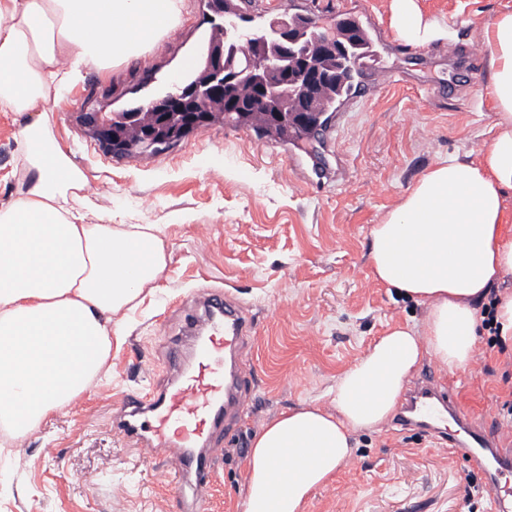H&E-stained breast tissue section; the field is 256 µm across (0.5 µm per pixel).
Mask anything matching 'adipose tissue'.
<instances>
[{
	"instance_id": "obj_1",
	"label": "adipose tissue",
	"mask_w": 512,
	"mask_h": 512,
	"mask_svg": "<svg viewBox=\"0 0 512 512\" xmlns=\"http://www.w3.org/2000/svg\"><path fill=\"white\" fill-rule=\"evenodd\" d=\"M181 20L179 0H0V111L29 114L16 131L24 177L0 206V426L30 436L69 408L104 368L122 311L166 267L149 224L88 221L83 174L48 125L53 94L83 66L138 57ZM390 25L417 46L438 36L416 0H392ZM474 36L488 53L495 134L476 159L439 158L370 230L375 281L425 309L387 329L337 378L329 407L271 420L247 458L242 512H305L350 459L354 433L380 429L425 359L466 369L477 354L478 304L496 297L512 342V6Z\"/></svg>"
}]
</instances>
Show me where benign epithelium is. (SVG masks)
Wrapping results in <instances>:
<instances>
[{"label": "benign epithelium", "instance_id": "1", "mask_svg": "<svg viewBox=\"0 0 512 512\" xmlns=\"http://www.w3.org/2000/svg\"><path fill=\"white\" fill-rule=\"evenodd\" d=\"M306 22L312 29L313 46L300 44L297 22L286 16L273 19L265 32L255 34L258 64L250 56L239 60V34L211 39L202 50L203 78L189 83L186 76H178L180 93L172 98H156L149 111L166 112L187 102H217L228 112L239 111L241 101L230 93V87L244 80L254 90V104H281L298 113L297 121H305L328 85L339 79V71L328 66L325 58L338 55L347 43L358 45L357 28L350 17L338 18L329 25H321L312 17ZM139 117L138 111L115 112L98 130L110 133L114 124L131 123Z\"/></svg>", "mask_w": 512, "mask_h": 512}]
</instances>
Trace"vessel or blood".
Wrapping results in <instances>:
<instances>
[{"label": "vessel or blood", "mask_w": 512, "mask_h": 512, "mask_svg": "<svg viewBox=\"0 0 512 512\" xmlns=\"http://www.w3.org/2000/svg\"><path fill=\"white\" fill-rule=\"evenodd\" d=\"M201 305L202 313L191 315L186 323L197 371L190 376L181 373L182 355L171 351L167 368L175 377L170 386L127 394L125 415L112 423L115 432L149 458L169 465L177 485L189 488L184 499L187 512H203L201 493L222 454L214 435L246 414L253 379V368L243 355L255 330L252 316L214 289L206 292ZM400 425L439 432L450 452L484 473L488 512H512V490L501 485L504 476L512 475V448L505 445L512 427L500 422L492 427L475 424L436 370L410 390Z\"/></svg>", "instance_id": "1"}]
</instances>
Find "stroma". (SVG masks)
<instances>
[{"label":"stroma","mask_w":512,"mask_h":512,"mask_svg":"<svg viewBox=\"0 0 512 512\" xmlns=\"http://www.w3.org/2000/svg\"><path fill=\"white\" fill-rule=\"evenodd\" d=\"M512 0H416L444 36L409 44L389 27L391 0H242L271 18L285 12L318 22L352 16L383 30L376 50L402 83L369 78L331 137L302 141V158L341 168L320 184L288 164V144L216 123L163 152L115 164L99 150L85 111L99 120L134 106L199 52L210 31V0H181L180 28L144 57L109 70L86 66L48 118L56 142L87 178L92 223L152 224L166 252L153 291L123 314L100 374L66 411L21 441L0 440V512H181L172 476L113 432L126 393L161 383L182 307L195 291H231L254 315L244 352L254 365L250 409L240 435L225 436L205 490L206 512H241L246 459L264 425L328 391L388 327L418 324L423 306L370 275L369 231L442 155L478 150L495 115L481 95L490 74L474 32ZM478 63L458 70L460 46ZM17 117L0 112V193L21 177ZM472 372H450L460 406L486 420L512 400V344L481 336ZM480 474L418 429L361 431L352 458L319 489L306 512H487Z\"/></svg>","instance_id":"obj_1"}]
</instances>
